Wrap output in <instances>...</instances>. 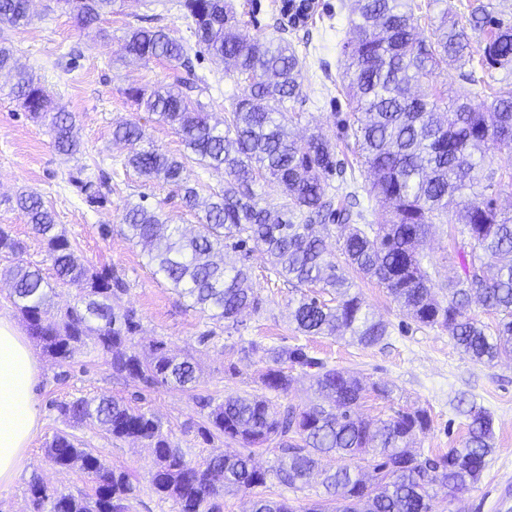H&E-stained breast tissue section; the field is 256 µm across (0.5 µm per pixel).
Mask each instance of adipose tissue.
Masks as SVG:
<instances>
[{"label": "adipose tissue", "instance_id": "adipose-tissue-1", "mask_svg": "<svg viewBox=\"0 0 512 512\" xmlns=\"http://www.w3.org/2000/svg\"><path fill=\"white\" fill-rule=\"evenodd\" d=\"M39 359L29 337L0 317V486L23 469V453L40 426L35 401Z\"/></svg>", "mask_w": 512, "mask_h": 512}]
</instances>
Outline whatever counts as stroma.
I'll use <instances>...</instances> for the list:
<instances>
[{"label": "stroma", "instance_id": "stroma-1", "mask_svg": "<svg viewBox=\"0 0 512 512\" xmlns=\"http://www.w3.org/2000/svg\"><path fill=\"white\" fill-rule=\"evenodd\" d=\"M177 2L125 0L120 12L104 17L97 29L87 30L78 27L71 15L54 10L50 0H33L30 22L9 30L18 67L33 71L56 102L75 115L84 151L74 158L57 153L45 126L4 93L9 77L0 74V227L25 243L26 261L52 275L45 246L13 203L20 191L38 192L53 206L59 231L68 237L84 264L114 269L124 279L126 291L120 305L134 310L140 323L133 339L135 349L147 352L153 341L161 340L171 353L193 356L199 366L196 392L219 399L257 393L268 360L262 352L248 353V344L256 342L263 349L302 344L328 366L357 372L389 389L388 397L371 395L362 401V417L386 419L401 409H427L431 427L414 443L422 454L462 447L468 424L465 409L472 402L483 406L492 414L495 427L494 452L484 477L466 492L435 500L433 512H505L506 506H512V361L493 365L471 361L456 348L447 331L420 326L385 288L357 274L352 277L354 290L386 323L384 340L365 347L346 337L303 335L291 317V286L269 274L267 254L253 243L248 246L245 265L264 304L260 311H245L237 328H229L223 320L192 308L187 298L148 265L146 248L125 236L122 211L126 204L141 201L157 208L169 223L190 231L198 224L197 216L187 211L168 186L144 180L126 167L130 148L112 139L116 123L133 121L143 128L146 144L174 156L184 152L170 125L158 121L125 94L131 86L149 89L172 82L177 69L165 61L147 63L125 57L122 49L126 31L139 26L166 27L174 37L194 45L189 22ZM232 2L243 15L242 36L272 35L281 0ZM351 4L352 0H317L307 23L288 33L302 74V93L295 105L302 120L292 132L300 139L313 133L325 135L349 167L355 165L356 157L352 143L338 133L336 115L349 110L343 90L342 45L349 31ZM195 72L209 85L202 100L211 120L223 121L232 100L242 94V85L225 77L223 67L204 53L195 63ZM96 159L112 178V194L102 204L89 203L69 182L75 168ZM105 224L111 226V233H102ZM460 247L458 225L435 226L421 249L434 283L447 281L458 271ZM38 358L41 373L36 404L41 426L26 450L20 476L11 485L0 487V512H30L28 484L35 476L52 491L74 493L86 488L81 471L53 466L45 456L47 442L62 431L131 475L138 488L133 512H175L174 503L160 498L150 487L153 455L146 442L115 440L97 426L77 425L59 417L56 403L76 396L114 397L153 413L189 461L199 462L232 448L220 438L207 443L196 434L184 433V423L196 414L192 393L169 386L145 390L133 379L113 377L109 353L94 344L78 347L63 363L43 351Z\"/></svg>", "mask_w": 512, "mask_h": 512}]
</instances>
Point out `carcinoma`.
<instances>
[{"mask_svg":"<svg viewBox=\"0 0 512 512\" xmlns=\"http://www.w3.org/2000/svg\"><path fill=\"white\" fill-rule=\"evenodd\" d=\"M85 28L123 0H53ZM191 21L196 45L224 64V74L245 84L224 116V129L210 123L193 84L178 78L151 91L131 86L125 95L159 116L180 135L186 153L176 158L157 149L131 154L126 165L141 177L174 187L183 206L198 215V229L187 234L179 224L162 219L143 203L124 208L126 235L149 247L148 257L170 285L201 311L216 309L229 324L242 310H257L262 299L248 283L247 272L234 263H217L216 253L247 251L252 242L265 248L271 271L300 293L294 311L296 329L308 336L349 333L365 347L378 344L386 325L351 293L347 270L376 280L420 325L445 329L472 361L490 364L512 360V217L498 207L496 195L512 188V171L486 162L492 146L512 148V88L502 86L495 70L512 67V25L497 18L488 4H471L464 16H441L430 22V36L421 33L416 0H355L348 38L343 43L346 96L352 112L341 120L345 137L354 140L359 163L371 176L334 186L330 177L344 172L335 146L322 135L300 143L290 126L300 122L295 110L301 72L294 47L279 35L244 39L237 33L238 13L229 0H178ZM30 20L29 0H0V71L12 74L10 95L35 118L51 115L48 134L58 153L81 151L75 116L54 105L48 89L32 73L16 67L8 35L1 26L18 28ZM484 35L472 45L466 29ZM127 53L140 60H165L192 72L191 47L165 27L133 28L125 39ZM479 68L460 73L462 85L452 99L433 78L450 63ZM492 90L488 104L472 102L473 87ZM113 138L135 144L144 138L136 122L115 126ZM224 171V186L205 197L189 186L186 164ZM98 183L81 167L69 182L80 190L97 186L90 202L102 204L112 193L111 178L98 169ZM282 191L279 208L261 204L253 186L258 180ZM485 182L483 191L465 190ZM372 205L360 207V197ZM17 207L46 244L56 277L77 290L76 301L44 318L50 282L37 266L21 259L24 244L0 229V257L11 260L9 298L44 350L64 362L87 339L112 353V373L138 380L151 389L174 385L196 388V364L172 356L162 341L142 355L132 343L139 323L135 313L117 314L114 302L126 292L114 271L93 269L76 256L60 232L56 214L42 196L22 192ZM462 224L470 250L459 252L461 275L439 286L417 248L436 224ZM343 228L340 250L344 265L329 254L315 224ZM318 287L332 296L326 302L309 295ZM477 297L483 309L498 316L494 332L471 318L467 308ZM247 351L263 352L270 366L261 376L268 392H288L295 378L288 370H312L317 390L328 405L299 407L279 404L265 394L227 396L221 403L207 394L193 400L199 420L184 424L203 440L235 442L243 451L211 455L201 463L185 458L182 449L151 413L106 397H76L56 404L61 417L74 424H92L115 440L134 438L152 448L150 485L171 498L177 512H221L217 499L235 490L254 495L252 512H432V501L479 483L494 452L493 417L472 403L466 410L467 437L461 448L425 456L410 448L417 434L428 430L424 408L398 411L386 420L358 415L361 402L373 393L389 396L387 387L327 366L302 345L266 349L256 342ZM280 452L278 466L258 471L252 453L263 447ZM50 462L79 469L91 483L77 493L49 491L39 480L29 484L34 512H130L135 487L129 475L106 465L65 432L46 445ZM343 461L323 467L330 457ZM357 465H351L352 461ZM371 470L362 477L361 463ZM321 476L324 496L298 510L264 496L269 480L301 490L313 473Z\"/></svg>","mask_w":512,"mask_h":512,"instance_id":"1","label":"carcinoma"}]
</instances>
